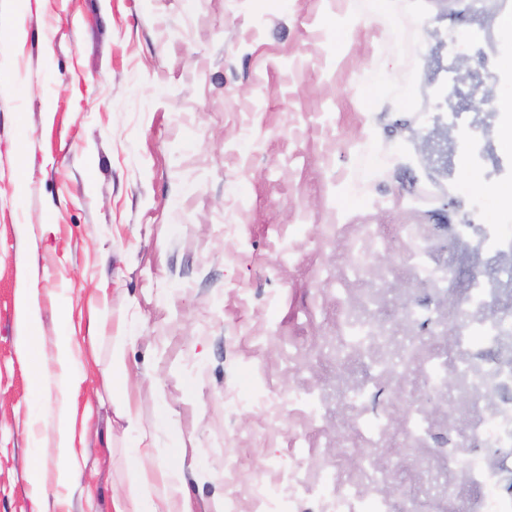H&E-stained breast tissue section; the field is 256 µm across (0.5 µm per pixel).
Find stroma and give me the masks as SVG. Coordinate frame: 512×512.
<instances>
[{
    "label": "stroma",
    "instance_id": "obj_1",
    "mask_svg": "<svg viewBox=\"0 0 512 512\" xmlns=\"http://www.w3.org/2000/svg\"><path fill=\"white\" fill-rule=\"evenodd\" d=\"M511 12L512 0H0V24L24 31L0 45V512L34 510L38 406L48 443L65 414L87 474L69 512H113V492L132 491V440L97 397L108 369L132 383L145 423L166 422L158 446L183 462L193 512H258L257 488L316 487L326 471L342 494L378 481L413 512H471L486 491L448 471L447 408L426 404L418 366L336 356V313L356 298L336 284L338 230L416 224L443 260L449 225L512 221L491 168L449 170L422 149L438 129L460 148L458 100L440 92L456 34L481 101L469 135L499 146ZM386 268L374 316L396 323L388 354L412 339L448 354L434 323L456 320L461 289L420 277L396 247L368 253L363 274ZM34 282L42 324L24 362L17 294ZM93 304L98 363L78 396L37 399L33 368L53 370L61 329L82 341ZM408 304L431 325L405 323ZM341 367L389 414L380 448L336 414ZM420 403L430 432L414 439L402 419ZM369 451L374 474L355 466Z\"/></svg>",
    "mask_w": 512,
    "mask_h": 512
}]
</instances>
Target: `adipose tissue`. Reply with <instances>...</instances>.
I'll return each instance as SVG.
<instances>
[{
    "mask_svg": "<svg viewBox=\"0 0 512 512\" xmlns=\"http://www.w3.org/2000/svg\"><path fill=\"white\" fill-rule=\"evenodd\" d=\"M43 422L41 414L33 413L28 418V433L32 435L33 447L38 450L36 460L28 469L30 496L36 512H59L62 493H74L84 476L82 467L71 456L70 434L67 424L57 426L58 436L54 445H47L36 437ZM52 458L56 461L54 476H46L41 462ZM153 466V480L147 484L142 495L127 498L113 494V512H192L186 493V481L182 467L164 459L155 458L153 443L148 432H140L135 443V467L144 462Z\"/></svg>",
    "mask_w": 512,
    "mask_h": 512,
    "instance_id": "ef3b65f1",
    "label": "adipose tissue"
}]
</instances>
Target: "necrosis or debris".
<instances>
[{
    "mask_svg": "<svg viewBox=\"0 0 512 512\" xmlns=\"http://www.w3.org/2000/svg\"><path fill=\"white\" fill-rule=\"evenodd\" d=\"M451 235L455 242H468L483 255V275L461 278L456 252H449L446 262H437L422 247L416 225L396 227L411 268L426 269L433 280L440 271H447L449 287L464 290L466 311L452 328V357L424 359L427 395L435 399L441 392L449 394V468H464L472 479L490 485L494 476L485 469L478 449L512 448V225L457 224ZM383 242L380 225H355L348 237L350 281L361 282L362 259ZM390 342L388 322L361 316L348 306L339 309L337 345L348 344L365 354ZM460 448L470 449L467 460H459Z\"/></svg>",
    "mask_w": 512,
    "mask_h": 512,
    "instance_id": "obj_1",
    "label": "necrosis or debris"
}]
</instances>
